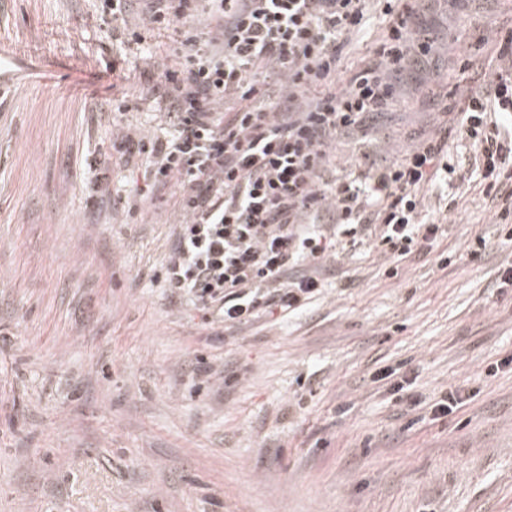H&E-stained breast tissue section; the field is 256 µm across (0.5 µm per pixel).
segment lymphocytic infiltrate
Masks as SVG:
<instances>
[{
	"instance_id": "lymphocytic-infiltrate-1",
	"label": "lymphocytic infiltrate",
	"mask_w": 512,
	"mask_h": 512,
	"mask_svg": "<svg viewBox=\"0 0 512 512\" xmlns=\"http://www.w3.org/2000/svg\"><path fill=\"white\" fill-rule=\"evenodd\" d=\"M433 0H148L128 44L177 25L182 50L146 99L164 137L121 133L112 150L144 161L148 194L177 185L185 220L162 267L172 294L210 322L244 325L300 310L324 288L342 242L379 227L400 261L438 224L420 223L419 191L441 171L448 139L417 140L399 159L355 163L330 178V149L384 114L395 81L420 65ZM380 7L388 22L372 60L337 85L348 36ZM213 21L208 39L197 23ZM512 112V68L464 101L455 132L473 147L500 220H512V139L492 113Z\"/></svg>"
}]
</instances>
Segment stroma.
<instances>
[{"label": "stroma", "instance_id": "obj_1", "mask_svg": "<svg viewBox=\"0 0 512 512\" xmlns=\"http://www.w3.org/2000/svg\"><path fill=\"white\" fill-rule=\"evenodd\" d=\"M144 18L0 0V44L53 76L0 87V512H512V289L496 286L512 243L473 150L449 135L454 171L421 192V221L441 231L397 276L370 237L301 310L206 323L158 277L183 220L176 188L129 210L145 166L112 151L118 129L157 132L151 106L109 104L138 101L143 69L173 66L181 39L125 46ZM429 24L438 77L413 75L378 132L337 140L336 179L403 152L437 99L470 87L467 60L503 67L474 33L511 32L512 0H440ZM383 26L352 37L338 81ZM451 388L464 406L433 418Z\"/></svg>", "mask_w": 512, "mask_h": 512}]
</instances>
